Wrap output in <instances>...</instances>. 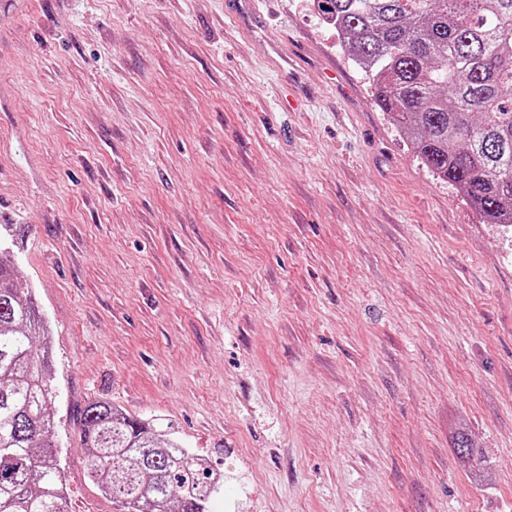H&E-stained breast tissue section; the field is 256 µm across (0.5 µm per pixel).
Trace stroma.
<instances>
[{
	"label": "stroma",
	"mask_w": 512,
	"mask_h": 512,
	"mask_svg": "<svg viewBox=\"0 0 512 512\" xmlns=\"http://www.w3.org/2000/svg\"><path fill=\"white\" fill-rule=\"evenodd\" d=\"M0 12V260L52 329L66 512H114L94 399L222 473L211 512H512V224L422 163L314 0Z\"/></svg>",
	"instance_id": "obj_1"
}]
</instances>
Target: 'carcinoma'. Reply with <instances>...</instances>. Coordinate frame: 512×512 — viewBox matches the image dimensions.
<instances>
[{
  "mask_svg": "<svg viewBox=\"0 0 512 512\" xmlns=\"http://www.w3.org/2000/svg\"><path fill=\"white\" fill-rule=\"evenodd\" d=\"M374 100L487 224H512V0H316ZM50 327L0 261V512H63ZM87 478L115 512H209L221 477L170 428L92 400L76 416ZM465 463L478 461L465 430Z\"/></svg>",
  "mask_w": 512,
  "mask_h": 512,
  "instance_id": "obj_1",
  "label": "carcinoma"
}]
</instances>
